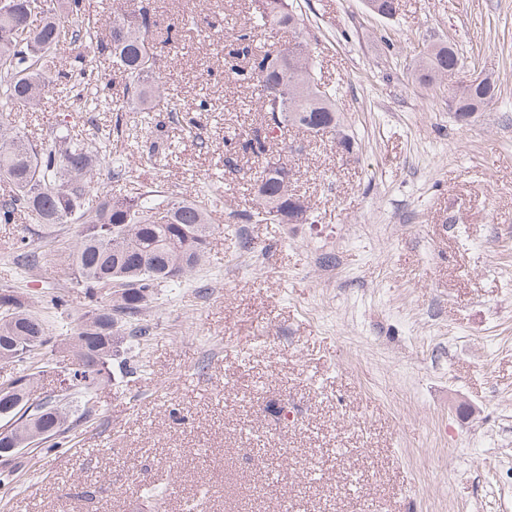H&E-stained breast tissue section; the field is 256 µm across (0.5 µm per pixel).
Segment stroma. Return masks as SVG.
Masks as SVG:
<instances>
[{
    "label": "stroma",
    "mask_w": 512,
    "mask_h": 512,
    "mask_svg": "<svg viewBox=\"0 0 512 512\" xmlns=\"http://www.w3.org/2000/svg\"><path fill=\"white\" fill-rule=\"evenodd\" d=\"M296 4L354 138L342 155L289 128L308 223L237 217L259 167L226 140L264 115L225 79L224 47L250 0H155L159 27L180 14L190 29L179 57L156 49L175 115L151 123L118 80L95 111L57 83L15 112L35 144L65 127L111 136L125 174L97 186L208 185L223 203L206 263L159 290L128 370L111 368L73 446L27 450L0 512H512V0H399L391 19L363 0ZM446 36L465 67L419 84L416 56ZM474 74L497 96L464 125L448 87ZM154 140L161 169L140 161ZM75 234L0 223V289L67 301L55 359L89 305L57 257ZM22 239L36 269L12 263Z\"/></svg>",
    "instance_id": "35a3bbf8"
}]
</instances>
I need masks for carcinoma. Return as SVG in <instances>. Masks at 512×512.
Returning <instances> with one entry per match:
<instances>
[{
	"mask_svg": "<svg viewBox=\"0 0 512 512\" xmlns=\"http://www.w3.org/2000/svg\"><path fill=\"white\" fill-rule=\"evenodd\" d=\"M253 12L236 36L228 74L257 90L265 127L238 136L240 149L261 164L255 207L243 214L256 223L301 224V199L290 189L293 173L288 158H268L272 114L279 112L280 131L297 126L316 136L344 135L334 93L321 82L319 59L305 41L288 47L259 50L258 33L270 27L301 30L303 19L293 0H252ZM40 23L33 24L34 18ZM157 24L151 6L134 0L112 12L107 38L100 39L86 14L84 0H6L0 6V104L31 108L49 87L50 79L79 86L93 73L92 52L109 53L113 75L123 81L127 96L145 112H173L160 73L156 71ZM463 66L459 50L432 44L419 56L421 78L451 74ZM486 83L473 95L454 98L460 123L496 97ZM109 159L106 152L66 130L39 145L13 125L11 113H0V181L9 187L0 196V223L14 224L26 215L51 234L62 224L77 225L63 259L75 272V286L97 301L84 313L72 336V361L52 366L45 349L51 342L48 316L35 302H22L0 292V362L21 363L20 375L0 384V445L26 448L32 439L49 444L47 451L70 445L80 418L72 408L83 403L90 412L96 387L109 377L108 361L122 343H141L148 327L140 324L157 290L178 285L205 262L213 234L211 209L187 193L149 188L135 194L112 195L92 185L93 168ZM28 269L39 254L26 239L16 248ZM55 368L70 381L55 398L30 401L34 385ZM18 452L0 453V485L12 483Z\"/></svg>",
	"mask_w": 512,
	"mask_h": 512,
	"instance_id": "1",
	"label": "carcinoma"
}]
</instances>
